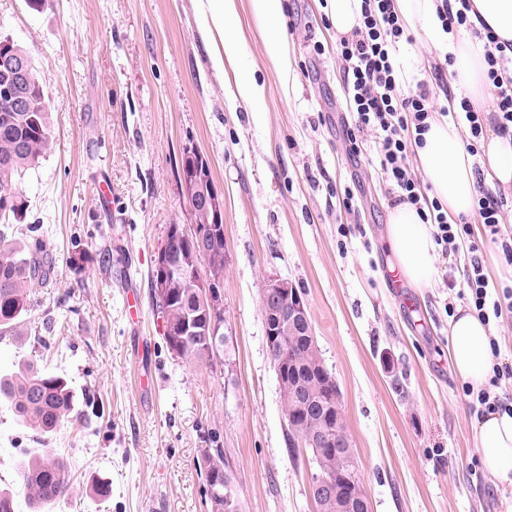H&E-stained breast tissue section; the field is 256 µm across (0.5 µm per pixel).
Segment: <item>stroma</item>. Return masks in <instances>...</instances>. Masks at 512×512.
Wrapping results in <instances>:
<instances>
[{"label":"stroma","instance_id":"1","mask_svg":"<svg viewBox=\"0 0 512 512\" xmlns=\"http://www.w3.org/2000/svg\"><path fill=\"white\" fill-rule=\"evenodd\" d=\"M246 60L266 111L216 76L194 0H0V37L25 49L43 85L51 146L29 170L25 224L54 259L35 288L25 336H0V372L31 359L77 396L49 444L69 465L70 495L43 512H209L205 458L219 446L243 512H314L307 455L293 439L266 343L261 290L292 281L342 395L371 512H512V485L482 470L477 417L448 359V285L469 259L437 255L435 281L395 297L386 224L397 198L352 155L338 37L327 0H284L291 73L267 58L249 0H236ZM414 83L435 81L439 51L418 39ZM210 165L224 202L223 361L171 355L151 286L168 225L193 213L184 151ZM111 187L109 203L98 194ZM88 263L69 262L74 247ZM141 300L137 323L124 292ZM41 439L0 402V490L29 512L19 464ZM110 485L108 498L93 491Z\"/></svg>","mask_w":512,"mask_h":512}]
</instances>
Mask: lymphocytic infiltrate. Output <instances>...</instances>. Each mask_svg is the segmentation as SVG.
Wrapping results in <instances>:
<instances>
[{"label":"lymphocytic infiltrate","instance_id":"f902f5d3","mask_svg":"<svg viewBox=\"0 0 512 512\" xmlns=\"http://www.w3.org/2000/svg\"><path fill=\"white\" fill-rule=\"evenodd\" d=\"M362 26L351 35L341 37L338 57L343 69V91L352 125L346 135L352 153H359V135L373 136L378 144V172L398 191V199L414 205L424 223L433 228V239L442 253L467 248L469 269L465 299L483 321L512 312V286L499 288L490 284L483 272L479 245L472 241L467 219L449 223L438 200L421 193L418 181L410 172L408 145L429 129L428 121L437 109L434 97L426 88L404 95L400 92L396 64L397 47L406 37L393 10L392 0H362ZM472 37L485 47L490 92L498 110L500 133L512 130V81L502 82L499 74L512 68V44L498 41L492 32L472 30ZM485 233L499 244L505 260L512 265V237H502L503 203L492 192L480 190L475 203ZM512 379V367L494 365L487 386L465 388L472 407L478 412L503 411L512 414V401L500 397L496 389L503 380Z\"/></svg>","mask_w":512,"mask_h":512}]
</instances>
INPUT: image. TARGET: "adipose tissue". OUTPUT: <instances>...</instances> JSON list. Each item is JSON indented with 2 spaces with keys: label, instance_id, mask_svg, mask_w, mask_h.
<instances>
[{
  "label": "adipose tissue",
  "instance_id": "1",
  "mask_svg": "<svg viewBox=\"0 0 512 512\" xmlns=\"http://www.w3.org/2000/svg\"><path fill=\"white\" fill-rule=\"evenodd\" d=\"M197 20L204 38L219 36L222 47L210 55L216 73L225 63L235 67L239 96L253 111H264L265 91L257 82L252 66L240 52V35L233 26L235 0H198ZM394 10L404 28L421 41L450 53L455 86L463 88L478 111L494 109L486 86L482 44L469 36L447 38L437 11L441 5L459 9L458 0H393ZM468 18L475 26L488 27L502 41L512 42V0H470ZM250 8L263 28L265 53L281 73H288L290 61L284 28L283 0H250ZM488 176L503 190L512 191V136L501 135L485 125L480 141ZM416 167L426 177L435 198L448 210L449 220L473 213L477 180L473 158L457 129L445 119L434 118L415 149ZM387 244L400 273L418 288L429 287L436 274L435 244L431 225L423 223L415 207L394 205L389 213ZM449 359L466 384L479 389L487 385L494 362L489 340L491 326L483 324L470 309L460 308L449 322ZM478 455L483 467L502 484H512V416L488 412L474 424Z\"/></svg>",
  "mask_w": 512,
  "mask_h": 512
}]
</instances>
